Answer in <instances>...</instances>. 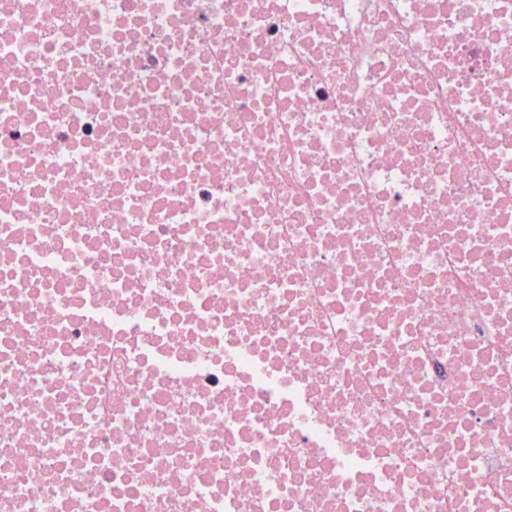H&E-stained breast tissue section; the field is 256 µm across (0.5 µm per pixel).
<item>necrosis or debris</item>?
Wrapping results in <instances>:
<instances>
[{
	"mask_svg": "<svg viewBox=\"0 0 512 512\" xmlns=\"http://www.w3.org/2000/svg\"><path fill=\"white\" fill-rule=\"evenodd\" d=\"M0 512H512V0H0Z\"/></svg>",
	"mask_w": 512,
	"mask_h": 512,
	"instance_id": "1",
	"label": "necrosis or debris"
}]
</instances>
